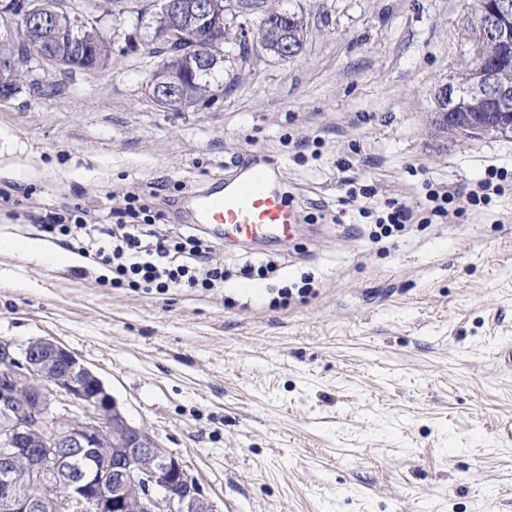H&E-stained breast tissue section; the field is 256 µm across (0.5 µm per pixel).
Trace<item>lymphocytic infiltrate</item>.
<instances>
[{"label": "lymphocytic infiltrate", "mask_w": 512, "mask_h": 512, "mask_svg": "<svg viewBox=\"0 0 512 512\" xmlns=\"http://www.w3.org/2000/svg\"><path fill=\"white\" fill-rule=\"evenodd\" d=\"M162 219L161 212L133 192L113 223L92 219L76 205L47 214L43 229L76 242L79 253L107 270L103 282L113 288L162 294L172 288L212 291L223 287L229 274L212 261L211 243L197 233L174 237L160 233Z\"/></svg>", "instance_id": "lymphocytic-infiltrate-1"}]
</instances>
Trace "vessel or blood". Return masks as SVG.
Listing matches in <instances>:
<instances>
[{"label":"vessel or blood","mask_w":512,"mask_h":512,"mask_svg":"<svg viewBox=\"0 0 512 512\" xmlns=\"http://www.w3.org/2000/svg\"><path fill=\"white\" fill-rule=\"evenodd\" d=\"M194 220L214 225L228 241L267 242L292 237L301 213L288 203L270 162L253 156L236 162L223 184L195 196Z\"/></svg>","instance_id":"vessel-or-blood-1"}]
</instances>
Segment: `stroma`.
Instances as JSON below:
<instances>
[{"label": "stroma", "mask_w": 512, "mask_h": 512, "mask_svg": "<svg viewBox=\"0 0 512 512\" xmlns=\"http://www.w3.org/2000/svg\"><path fill=\"white\" fill-rule=\"evenodd\" d=\"M472 5L257 0L254 24L271 7L304 15L301 53L246 45L210 104L172 112L148 93L157 0H88L111 67L37 64L0 102V187L24 195L0 201V244L27 245L0 247V340L74 353L214 512H512V186L449 222L370 237L390 201L426 208L430 191L512 175V139L453 136L436 116ZM253 153L296 203L329 214L289 242L215 241L214 261L270 260L273 278L213 294L106 288L42 230L46 213L107 216L156 185L168 227L184 230L181 198ZM353 178L376 190L371 216L345 202ZM305 277L314 295L270 306L272 288Z\"/></svg>", "instance_id": "1"}]
</instances>
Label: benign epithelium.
<instances>
[{
  "instance_id": "7a95c632",
  "label": "benign epithelium",
  "mask_w": 512,
  "mask_h": 512,
  "mask_svg": "<svg viewBox=\"0 0 512 512\" xmlns=\"http://www.w3.org/2000/svg\"><path fill=\"white\" fill-rule=\"evenodd\" d=\"M193 7L196 22L188 25L177 0H161L155 38L187 57L183 72L149 84L150 97L166 110L198 106L188 84L227 42L224 18L205 0ZM55 14L49 0H34L18 34ZM466 26L468 63L457 82L435 93L439 124L470 138H512V0H479ZM305 36L296 13L267 12L263 43L278 57L297 56ZM49 480L56 482L53 497L44 492ZM0 512H212V506L180 461L127 420L87 366L38 338L23 348L0 341Z\"/></svg>"
}]
</instances>
